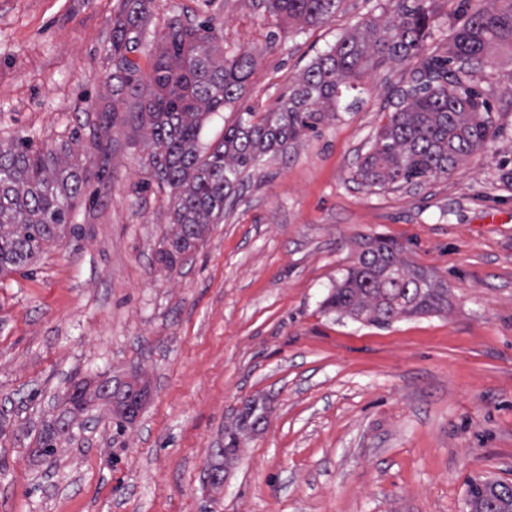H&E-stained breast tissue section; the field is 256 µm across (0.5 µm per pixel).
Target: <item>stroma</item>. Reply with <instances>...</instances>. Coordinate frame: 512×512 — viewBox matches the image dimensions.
I'll return each instance as SVG.
<instances>
[{
  "mask_svg": "<svg viewBox=\"0 0 512 512\" xmlns=\"http://www.w3.org/2000/svg\"><path fill=\"white\" fill-rule=\"evenodd\" d=\"M121 0H0V139L78 135L89 174L71 228L0 275V512H466L468 479L512 485V48L475 77L495 135L448 174L367 187L356 170L418 60L370 72L357 108L320 136L265 156L222 223L172 271L169 196L142 189L147 150L107 79ZM459 0H431L426 51L442 52ZM392 0H340L327 22L287 29L250 0H153L159 34L178 16L216 18L256 65L235 108L212 114L216 144L239 113L272 111L300 74ZM385 237L449 289L446 312L378 328L322 302L365 243ZM151 384L118 429L109 403L47 459L38 434L71 378ZM255 398L220 491L206 484L224 426Z\"/></svg>",
  "mask_w": 512,
  "mask_h": 512,
  "instance_id": "obj_1",
  "label": "stroma"
}]
</instances>
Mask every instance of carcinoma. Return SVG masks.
<instances>
[{"mask_svg": "<svg viewBox=\"0 0 512 512\" xmlns=\"http://www.w3.org/2000/svg\"><path fill=\"white\" fill-rule=\"evenodd\" d=\"M152 0H122L112 16L108 77L112 94L131 99L136 132L148 149L145 187L169 190L175 230L156 254L167 269L183 264L209 231L224 218V202L269 153L319 132L325 120L357 103L351 98L368 72L389 63L421 59L389 120L373 138L358 166L361 182L386 188L446 175L494 136L489 103L474 85L493 45L512 47V0H461L462 22L444 52L424 55L431 12L427 0H395L384 20L368 19L315 58L276 109L258 121L246 113L224 129L208 149L200 143L203 122L241 99L255 66L253 53L224 47L212 19L173 18L159 36L152 69L145 73L129 54L138 51L150 19ZM340 0H251L282 26L328 21ZM35 147L26 138L0 142V273L32 263L44 245L61 237L80 198L87 169L71 164L74 146ZM341 317L386 327L398 318L448 310V284L402 257L393 243L365 244L357 263L323 301ZM106 398L83 380L73 384L64 409L44 426L34 454L56 453V430ZM268 407L247 402L224 427V453L210 463L228 473L242 441L260 433ZM468 512H512V486L488 478L470 481Z\"/></svg>", "mask_w": 512, "mask_h": 512, "instance_id": "obj_1", "label": "carcinoma"}]
</instances>
